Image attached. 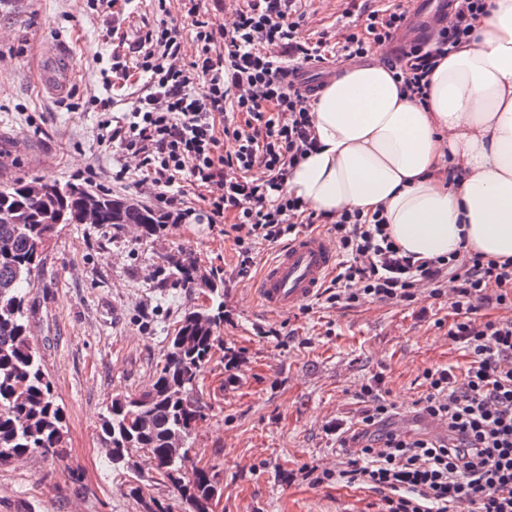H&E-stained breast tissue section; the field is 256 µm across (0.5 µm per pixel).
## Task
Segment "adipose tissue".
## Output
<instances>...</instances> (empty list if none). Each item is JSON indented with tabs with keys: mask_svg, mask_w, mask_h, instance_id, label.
Instances as JSON below:
<instances>
[{
	"mask_svg": "<svg viewBox=\"0 0 512 512\" xmlns=\"http://www.w3.org/2000/svg\"><path fill=\"white\" fill-rule=\"evenodd\" d=\"M473 36L410 99L386 45L312 102L318 148L288 174L308 210H383L391 238L419 259L464 248L512 259V0H488Z\"/></svg>",
	"mask_w": 512,
	"mask_h": 512,
	"instance_id": "obj_1",
	"label": "adipose tissue"
}]
</instances>
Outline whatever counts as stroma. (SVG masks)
<instances>
[{
	"instance_id": "obj_1",
	"label": "stroma",
	"mask_w": 512,
	"mask_h": 512,
	"mask_svg": "<svg viewBox=\"0 0 512 512\" xmlns=\"http://www.w3.org/2000/svg\"><path fill=\"white\" fill-rule=\"evenodd\" d=\"M359 2L300 0V37L335 34L357 20ZM152 8L114 0L107 15L92 0H0V184H65L111 168L97 102L120 90L105 88L100 72L116 59L133 63ZM62 43L72 51L65 62L56 58ZM60 68L72 73L63 93L46 81ZM183 254L224 282V323L199 373L205 417L192 443L195 462L213 467L222 488L214 512H382L379 494L316 486L305 471L344 461L325 428L352 418L360 383L382 375L404 411L424 392L426 368L466 367L448 337L447 298L350 308L316 298L307 311L269 313L255 299L254 275L237 273L223 225L173 222L143 240L125 228L61 224L47 241L25 296L32 345L65 412L63 446L0 464V512H142L150 499L185 512L146 455H134L141 475L118 473L99 440L112 399L153 384L184 312L212 304L205 289L169 276L167 257Z\"/></svg>"
}]
</instances>
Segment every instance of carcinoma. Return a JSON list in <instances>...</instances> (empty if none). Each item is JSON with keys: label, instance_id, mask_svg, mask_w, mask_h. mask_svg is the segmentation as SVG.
<instances>
[{"label": "carcinoma", "instance_id": "carcinoma-1", "mask_svg": "<svg viewBox=\"0 0 512 512\" xmlns=\"http://www.w3.org/2000/svg\"><path fill=\"white\" fill-rule=\"evenodd\" d=\"M59 189L54 198H29L24 183L0 186V209L14 213L15 222L0 224V462L35 450L48 452L61 446L65 417L57 403L51 381L30 343L24 315L23 288L41 263L43 243L53 226L41 223L44 211L67 208L69 223L87 189L53 182ZM106 209L105 226L119 228L140 224L147 239L160 235L165 220L150 209H130L124 199L101 194ZM194 260L171 258L172 275L192 285ZM224 302L184 314L170 340L165 361L152 388L142 394L122 395L112 400L100 424V437L113 448V455L143 451L159 475L177 490L187 512H211L221 486L212 469L202 466L192 477L180 471L174 440L190 448L204 406L197 398L198 376L217 340L216 330L224 322Z\"/></svg>", "mask_w": 512, "mask_h": 512}]
</instances>
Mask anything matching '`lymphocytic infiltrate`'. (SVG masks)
<instances>
[{
	"label": "lymphocytic infiltrate",
	"instance_id": "lymphocytic-infiltrate-1",
	"mask_svg": "<svg viewBox=\"0 0 512 512\" xmlns=\"http://www.w3.org/2000/svg\"><path fill=\"white\" fill-rule=\"evenodd\" d=\"M168 0H157L156 22L137 53L135 69L113 63L114 79L131 83L130 103L114 116L100 102L98 127L114 145L112 167L90 170L86 184L144 195L168 220L182 222L205 208L211 223H228L236 267L247 274L260 247L312 226L318 217L288 195V173L317 139L306 93L287 86L283 67L314 69L326 60V40L299 38L296 0H243L224 33L204 18L203 0H181L199 50L180 60L168 23ZM487 0H450L448 20L434 44L415 42L388 68L411 95L426 102L427 74L458 43L471 38ZM364 30L347 27L336 43L341 57H366L372 44L404 29V4L363 6ZM201 188L199 203L184 199L182 182ZM330 232L339 264L328 303L371 299L408 306L421 294L449 295L448 336L468 358L463 370H424L419 411L443 420L448 438L391 428L396 406L381 377L362 384L354 422H338L336 445L347 459L337 471L307 469L320 485L337 479L379 493L384 512H512V263L459 251L417 260L391 239L382 211H346Z\"/></svg>",
	"mask_w": 512,
	"mask_h": 512
}]
</instances>
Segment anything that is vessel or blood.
<instances>
[{
  "label": "vessel or blood",
  "mask_w": 512,
  "mask_h": 512,
  "mask_svg": "<svg viewBox=\"0 0 512 512\" xmlns=\"http://www.w3.org/2000/svg\"><path fill=\"white\" fill-rule=\"evenodd\" d=\"M337 255L329 239L320 233H303L289 241L263 269L254 284L256 298L273 312H282L311 300L334 270ZM415 423L434 438L448 435L445 422L408 412L398 416L396 427Z\"/></svg>",
  "instance_id": "b4317fda"
}]
</instances>
